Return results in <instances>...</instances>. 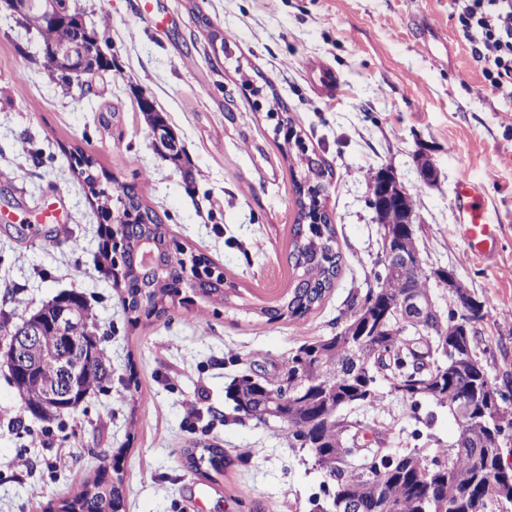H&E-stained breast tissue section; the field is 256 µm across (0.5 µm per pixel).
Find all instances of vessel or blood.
Returning <instances> with one entry per match:
<instances>
[{"label": "vessel or blood", "instance_id": "obj_1", "mask_svg": "<svg viewBox=\"0 0 512 512\" xmlns=\"http://www.w3.org/2000/svg\"><path fill=\"white\" fill-rule=\"evenodd\" d=\"M455 209L468 242L467 255H479L491 250L498 227L489 215V205L482 185L461 182L455 198Z\"/></svg>", "mask_w": 512, "mask_h": 512}]
</instances>
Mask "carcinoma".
<instances>
[{"label":"carcinoma","mask_w":512,"mask_h":512,"mask_svg":"<svg viewBox=\"0 0 512 512\" xmlns=\"http://www.w3.org/2000/svg\"><path fill=\"white\" fill-rule=\"evenodd\" d=\"M70 0H56L60 14L66 21L50 30L57 42L75 37L79 11L69 5ZM288 109L279 102L267 112L275 120L274 132L283 135L285 144L295 148V162L302 179L295 182L298 195V217L293 229L292 250L289 260L295 270L293 288L285 293L278 304L259 309L258 316L270 322L289 318L303 323L304 318L334 287L342 256L330 217L324 209L326 190L333 177L332 169L309 154L302 136L295 130ZM74 173L82 179L96 204L98 218L118 222L127 215L119 194L103 185L100 177L106 172L98 170L92 156L76 148ZM150 175L140 176L137 183L125 186L127 197L135 209L149 215L147 236L158 242L156 251L160 263H166L167 243L173 237H164L159 226L162 222L145 201V190ZM383 268L375 275V285L366 289L357 303V309L347 319L345 336L334 335L305 343L288 355L280 370L267 380L240 376L229 389V398L235 404L240 418L266 424L280 422L288 427L290 447L308 449L314 466L324 475L320 493L311 497V512H336L333 496L347 495L354 500L355 512H486L488 504L497 497L492 483L512 476V468L493 453L495 434L512 429V400L501 403V411H487L484 385L488 373L478 363L457 361L448 353V324L436 317L433 323L415 329L432 338L427 354L432 364L419 378L428 382L424 391L400 388L398 384L417 371L416 348L405 335L406 327L399 321L396 310L397 295L409 285L431 291L433 284L423 266L408 280L399 278L397 265L384 259ZM128 280L123 285L129 302L124 311L136 319L137 284L147 282L146 295L156 315L166 314L175 302L178 288L160 273L144 280L143 270L127 264ZM205 303L217 308L226 307L239 297L238 285L217 272L215 280L203 281L191 289ZM71 303L82 314L80 322L67 327L72 336L88 338L94 335L92 313L87 300L77 292L61 295L33 319L46 325L39 376L25 372H12V381L29 407L44 420H57L77 409L85 397L95 389H102L108 374L99 370L107 364L106 353L100 345H93L92 368L82 367L76 376L70 396L50 406L44 399V387L56 375V357L83 354L84 348L74 351L66 337L49 327L56 304ZM389 383L391 395L401 401L418 406L422 400H432L449 410L456 407L457 396L465 395L470 412L466 425L460 428L451 447L434 449L429 455L415 448L391 453L378 448L370 460L362 465L336 458L331 451L336 433L352 428L372 431L374 425L360 420H349L341 414L348 401L363 398L372 404L377 398V376ZM206 454L194 455L187 450L192 468L201 470V462L208 461L218 470L228 465L224 449L217 445H202ZM123 503L122 482L107 477L102 468L93 480L73 499L58 507L59 512H114V506Z\"/></svg>","instance_id":"1"}]
</instances>
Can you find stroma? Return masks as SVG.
Returning a JSON list of instances; mask_svg holds the SVG:
<instances>
[{
  "label": "stroma",
  "instance_id": "35a3bbf8",
  "mask_svg": "<svg viewBox=\"0 0 512 512\" xmlns=\"http://www.w3.org/2000/svg\"><path fill=\"white\" fill-rule=\"evenodd\" d=\"M100 33L108 71H50L38 39L0 0V322L18 325L75 291L92 309L111 379L61 420L34 419L0 357V512H53L103 466L119 467L122 512H310L322 473L289 447L283 425L239 420L225 391L246 372H274L304 343L335 335L383 257L369 179L391 169L416 194L414 231L426 271L445 269L481 304L471 346L490 379L512 385V93L491 89L460 37L451 0H71ZM439 28L431 48L411 21ZM168 23L155 26V15ZM218 33L224 48L210 44ZM339 77L321 97L308 63ZM288 107L310 151L333 171L327 208L343 256L334 288L303 325L175 306L130 323L121 291L96 263L100 224L74 176L81 148L112 175L149 171L145 200L171 236L276 304L289 287L297 195L292 161L240 71ZM150 99L183 150L162 157L138 108ZM437 171L426 183L422 157ZM483 184L500 225L491 258H465L454 199L463 178ZM57 203L67 223L42 220ZM370 408L389 448L452 444L457 425L434 401L411 406L378 382ZM25 428H18L17 420ZM224 448L229 466L203 476L190 441ZM68 468H51L56 454Z\"/></svg>",
  "mask_w": 512,
  "mask_h": 512
}]
</instances>
